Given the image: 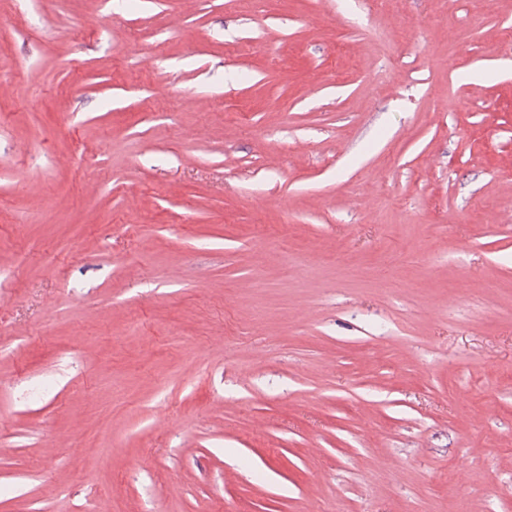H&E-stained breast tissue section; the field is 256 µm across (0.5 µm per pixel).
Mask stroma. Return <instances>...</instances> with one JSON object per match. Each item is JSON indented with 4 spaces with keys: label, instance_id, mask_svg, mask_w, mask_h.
Here are the masks:
<instances>
[{
    "label": "stroma",
    "instance_id": "stroma-1",
    "mask_svg": "<svg viewBox=\"0 0 512 512\" xmlns=\"http://www.w3.org/2000/svg\"><path fill=\"white\" fill-rule=\"evenodd\" d=\"M0 512H512V0H0Z\"/></svg>",
    "mask_w": 512,
    "mask_h": 512
}]
</instances>
